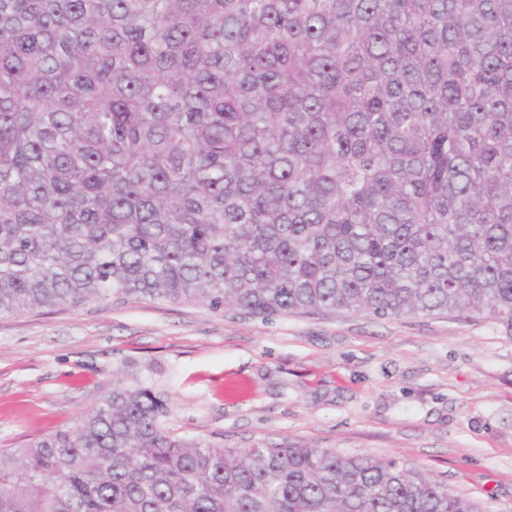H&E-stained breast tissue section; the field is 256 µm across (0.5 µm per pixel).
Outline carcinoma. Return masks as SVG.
Returning a JSON list of instances; mask_svg holds the SVG:
<instances>
[{
    "instance_id": "obj_1",
    "label": "carcinoma",
    "mask_w": 512,
    "mask_h": 512,
    "mask_svg": "<svg viewBox=\"0 0 512 512\" xmlns=\"http://www.w3.org/2000/svg\"><path fill=\"white\" fill-rule=\"evenodd\" d=\"M145 299L512 335V0H0V316ZM168 417L113 377L0 450V512H489Z\"/></svg>"
}]
</instances>
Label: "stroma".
<instances>
[{"label":"stroma","instance_id":"obj_1","mask_svg":"<svg viewBox=\"0 0 512 512\" xmlns=\"http://www.w3.org/2000/svg\"><path fill=\"white\" fill-rule=\"evenodd\" d=\"M121 370L167 394L179 436L393 458L512 512V337L492 320L150 301L3 316L0 448L72 426Z\"/></svg>","mask_w":512,"mask_h":512}]
</instances>
